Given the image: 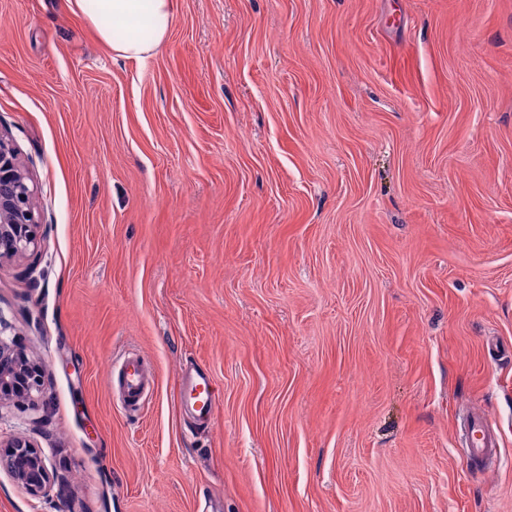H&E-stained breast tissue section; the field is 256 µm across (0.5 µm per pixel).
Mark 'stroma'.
<instances>
[{"label":"stroma","mask_w":512,"mask_h":512,"mask_svg":"<svg viewBox=\"0 0 512 512\" xmlns=\"http://www.w3.org/2000/svg\"><path fill=\"white\" fill-rule=\"evenodd\" d=\"M172 5L129 60L66 0H0L42 223L0 316L47 367L0 438L54 474L0 469V512H512V0ZM469 412L500 468L467 465ZM121 404L126 410H137L151 388L147 366L138 355L120 357ZM180 402L190 407L200 423H210L216 412L212 382L209 376L199 371L184 376L179 386ZM0 466L35 498L44 497L52 482L53 473L41 449L23 437L0 439Z\"/></svg>","instance_id":"stroma-1"}]
</instances>
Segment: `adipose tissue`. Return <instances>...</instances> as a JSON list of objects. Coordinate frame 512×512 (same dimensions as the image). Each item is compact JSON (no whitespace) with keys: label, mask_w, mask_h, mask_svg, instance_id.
Instances as JSON below:
<instances>
[{"label":"adipose tissue","mask_w":512,"mask_h":512,"mask_svg":"<svg viewBox=\"0 0 512 512\" xmlns=\"http://www.w3.org/2000/svg\"><path fill=\"white\" fill-rule=\"evenodd\" d=\"M72 11L80 13L116 56L143 60L152 57L165 42L173 21L172 0H68ZM149 26H142V15ZM122 22V33L102 23L103 18Z\"/></svg>","instance_id":"obj_1"}]
</instances>
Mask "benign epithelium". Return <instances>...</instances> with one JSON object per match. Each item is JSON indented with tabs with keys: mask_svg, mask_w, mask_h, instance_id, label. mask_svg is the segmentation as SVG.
Masks as SVG:
<instances>
[{
	"mask_svg": "<svg viewBox=\"0 0 512 512\" xmlns=\"http://www.w3.org/2000/svg\"><path fill=\"white\" fill-rule=\"evenodd\" d=\"M40 229L31 174L13 141L0 133V263L32 255ZM44 372V363L0 339V405L29 398L42 386ZM0 466L35 498L45 496L52 482L41 449L23 437L0 440Z\"/></svg>",
	"mask_w": 512,
	"mask_h": 512,
	"instance_id": "7a95c632",
	"label": "benign epithelium"
}]
</instances>
